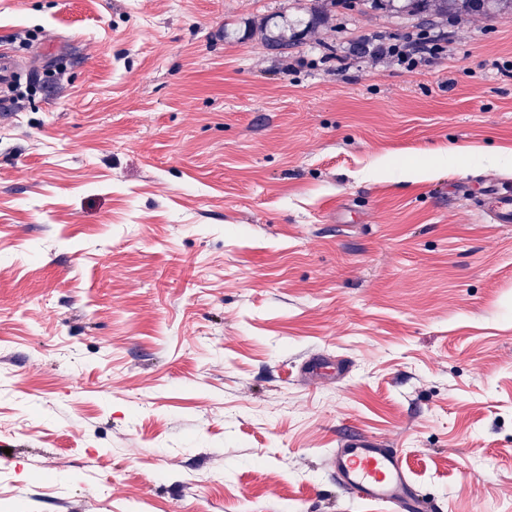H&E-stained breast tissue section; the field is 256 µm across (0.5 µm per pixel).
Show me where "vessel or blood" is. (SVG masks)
Here are the masks:
<instances>
[{"label": "vessel or blood", "instance_id": "1", "mask_svg": "<svg viewBox=\"0 0 512 512\" xmlns=\"http://www.w3.org/2000/svg\"><path fill=\"white\" fill-rule=\"evenodd\" d=\"M473 203L491 223L512 224V191L499 183L485 182ZM326 465L337 483L361 501L385 505L390 512H421L404 456L388 440L363 432L345 434Z\"/></svg>", "mask_w": 512, "mask_h": 512}]
</instances>
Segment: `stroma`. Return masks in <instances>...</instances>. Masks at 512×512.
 <instances>
[{
    "instance_id": "stroma-1",
    "label": "stroma",
    "mask_w": 512,
    "mask_h": 512,
    "mask_svg": "<svg viewBox=\"0 0 512 512\" xmlns=\"http://www.w3.org/2000/svg\"><path fill=\"white\" fill-rule=\"evenodd\" d=\"M423 30L446 52L380 55ZM3 47L35 65L0 107V512H382L324 469L353 430L433 512H512V224L454 191L512 186V15L0 0Z\"/></svg>"
}]
</instances>
